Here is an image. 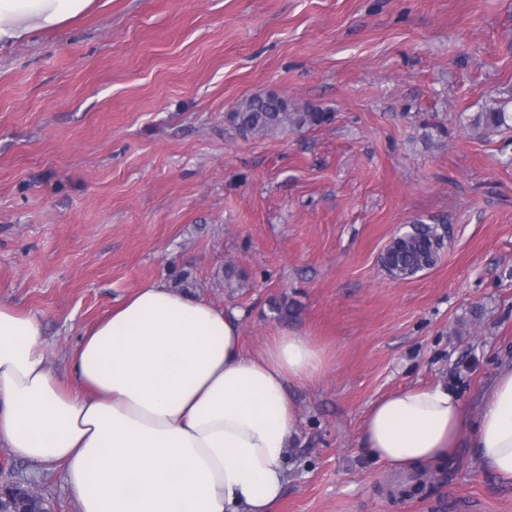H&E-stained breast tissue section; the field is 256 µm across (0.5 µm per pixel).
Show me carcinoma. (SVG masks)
Instances as JSON below:
<instances>
[{"instance_id": "obj_1", "label": "carcinoma", "mask_w": 512, "mask_h": 512, "mask_svg": "<svg viewBox=\"0 0 512 512\" xmlns=\"http://www.w3.org/2000/svg\"><path fill=\"white\" fill-rule=\"evenodd\" d=\"M231 120L239 132L264 137L282 131L305 132L327 125L334 114L320 110H295L285 97L254 95L239 103ZM467 127L476 134L488 136L512 128V113L508 103H500L483 112L466 117ZM447 228L443 224L418 221L398 233L381 256L386 272L395 279H407L433 268L446 245ZM15 512H48L51 503L43 496L29 498L13 496Z\"/></svg>"}]
</instances>
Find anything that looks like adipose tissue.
I'll return each mask as SVG.
<instances>
[{
    "label": "adipose tissue",
    "mask_w": 512,
    "mask_h": 512,
    "mask_svg": "<svg viewBox=\"0 0 512 512\" xmlns=\"http://www.w3.org/2000/svg\"><path fill=\"white\" fill-rule=\"evenodd\" d=\"M95 0H0V47L59 27ZM72 374H53L36 315L0 303V446L62 465L77 512H274L298 409L291 382L326 350L281 333L244 351L235 314L155 282L85 329ZM473 433L480 466L512 484V369L470 419L443 386L376 400L364 452L392 468L448 461Z\"/></svg>",
    "instance_id": "ef3b65f1"
}]
</instances>
